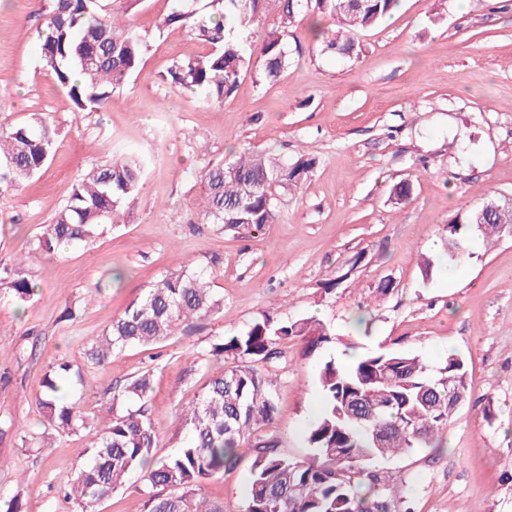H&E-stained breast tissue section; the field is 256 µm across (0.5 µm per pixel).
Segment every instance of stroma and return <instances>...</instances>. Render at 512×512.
Segmentation results:
<instances>
[{
	"mask_svg": "<svg viewBox=\"0 0 512 512\" xmlns=\"http://www.w3.org/2000/svg\"><path fill=\"white\" fill-rule=\"evenodd\" d=\"M49 0H0V127L46 113L53 160L32 180L0 185V265L23 260L27 300L0 286V495L24 512H80L63 490L82 463L83 435L57 433L34 402L64 359L90 378L66 391L112 417V396L149 375L146 415L155 453L179 448L176 413L217 373L213 343L270 315L315 318L335 343L310 352L280 341L270 367L277 412L264 430L293 457L308 455L303 418L321 406L317 372L329 358L410 350L430 366L467 361L470 398L439 447L381 461L409 478L413 512H512V238L473 240L447 282L446 224L486 198H512V0H401L355 32V53L321 55L308 35L316 9L286 43L291 65L266 82L242 72L223 103L162 81L173 62L203 53L185 27L160 28L179 0H138L125 16L147 44L139 69L97 112H82L43 67L37 30ZM249 149L315 158L298 186L276 190L277 219L256 236L201 223V176ZM114 157L144 164L128 222L104 226L51 255L32 254L45 224L84 175ZM409 181L399 201L393 186ZM436 260L424 276V258ZM205 275L222 309L153 346H130L99 367L85 358L126 306L164 276ZM75 318L64 316L65 309ZM248 461L207 480L204 495L240 512Z\"/></svg>",
	"mask_w": 512,
	"mask_h": 512,
	"instance_id": "obj_1",
	"label": "stroma"
}]
</instances>
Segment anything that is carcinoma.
Wrapping results in <instances>:
<instances>
[{"label":"carcinoma","mask_w":512,"mask_h":512,"mask_svg":"<svg viewBox=\"0 0 512 512\" xmlns=\"http://www.w3.org/2000/svg\"><path fill=\"white\" fill-rule=\"evenodd\" d=\"M270 0H210L211 12L188 6L165 16L159 27L183 25L191 38L209 47L200 55L174 62L165 80L199 90L208 101L230 96L243 70L256 65L263 80H278L290 65L285 43L309 0H275L279 25L258 45L247 44L245 31ZM112 0H52L38 30L41 61L81 111L101 109L112 91L139 68L142 36L110 8ZM399 0H315L324 26L311 27L314 47L348 56L351 34L391 14ZM56 130L42 114L31 124L0 129V182L17 184L40 172L55 152ZM314 160L275 161L244 151L202 174L203 224L253 235L275 223V188L298 185ZM143 180L140 161L115 157L83 178L67 203L45 225L34 249L51 254L64 244L91 237L105 223L117 224L132 213ZM512 215V202L487 199L446 225L447 250L440 261L462 265L470 258L474 234L502 236L499 214ZM0 284L27 298L34 287L14 268H0ZM221 300L203 276L182 271L165 276L130 303L111 326L86 346L87 359L104 366L112 354L133 345L160 344L220 308ZM299 337L310 349L333 341V333L312 318L276 323L268 317L213 344L212 356L233 365L216 373L195 404L179 418L188 430L183 445L157 458L154 428L141 408L112 415L102 428L89 412L61 396L65 386L85 387V373L59 363L44 380L36 404L49 426L67 434L86 433L85 462L64 499L82 512L123 488L139 473L149 495V512H224L202 494V483L242 459L250 461L242 512H410L409 485L376 462L388 456L431 448L448 428L458 406L448 391L468 399L467 363L456 354L436 370L414 352L368 354L344 367L331 358L318 369L322 405L306 433L312 455L299 459L283 453L276 438L261 433L276 412L274 380L267 364L277 344ZM151 390L146 374L113 396L126 403L144 400Z\"/></svg>","instance_id":"carcinoma-1"}]
</instances>
